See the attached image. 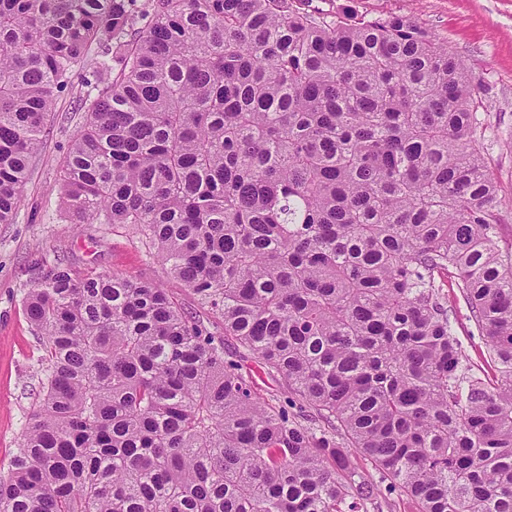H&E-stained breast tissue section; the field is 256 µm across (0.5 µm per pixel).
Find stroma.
Here are the masks:
<instances>
[{
    "label": "stroma",
    "instance_id": "obj_1",
    "mask_svg": "<svg viewBox=\"0 0 512 512\" xmlns=\"http://www.w3.org/2000/svg\"><path fill=\"white\" fill-rule=\"evenodd\" d=\"M313 8L341 19L415 15L463 61L483 89L478 116L489 166L504 201L500 246L512 248V0H310ZM85 115L62 96L29 174L15 220L0 224V465L16 453L24 426L42 393L38 360L43 349L22 305L39 263L62 259L79 268L131 279L180 284L151 259L131 231L108 224H68L58 219L59 167ZM454 328L473 365L483 345L455 285H448Z\"/></svg>",
    "mask_w": 512,
    "mask_h": 512
}]
</instances>
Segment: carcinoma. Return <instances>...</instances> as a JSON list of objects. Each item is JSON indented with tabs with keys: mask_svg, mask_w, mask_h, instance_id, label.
<instances>
[{
	"mask_svg": "<svg viewBox=\"0 0 512 512\" xmlns=\"http://www.w3.org/2000/svg\"><path fill=\"white\" fill-rule=\"evenodd\" d=\"M305 4L0 0V224L82 70L59 217L132 229L197 304L39 267L43 394L0 512H382L383 482L413 512H512V249L480 89L412 15ZM444 291H448V310H451V320L454 323L456 336L459 338L465 352L469 355L472 364L475 366L474 371L478 374L477 366H482L481 350H484L483 344L474 327L473 321L469 320V312L464 303L461 294L455 286L454 279H448V287H444ZM456 318V322L454 319ZM474 331L475 336H469ZM247 371H249L253 377L254 382L260 395L264 398H277L281 402L285 399L283 389L277 384V382L266 374L261 364L256 362L254 359H249L245 362Z\"/></svg>",
	"mask_w": 512,
	"mask_h": 512,
	"instance_id": "1",
	"label": "carcinoma"
}]
</instances>
